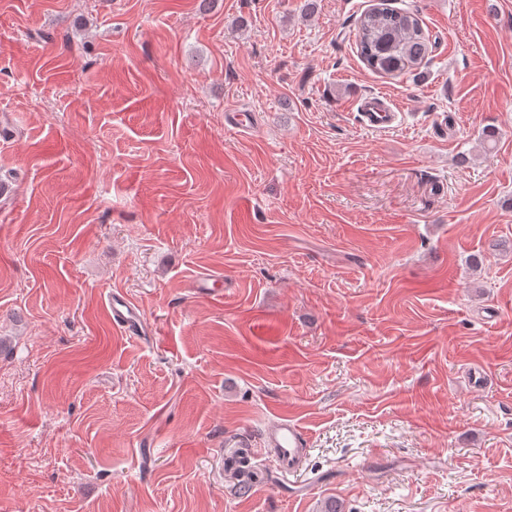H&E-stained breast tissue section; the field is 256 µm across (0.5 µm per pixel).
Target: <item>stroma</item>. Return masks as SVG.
Segmentation results:
<instances>
[{
	"instance_id": "35a3bbf8",
	"label": "stroma",
	"mask_w": 512,
	"mask_h": 512,
	"mask_svg": "<svg viewBox=\"0 0 512 512\" xmlns=\"http://www.w3.org/2000/svg\"><path fill=\"white\" fill-rule=\"evenodd\" d=\"M376 2L0 0V512H512V0H392L400 75ZM357 47L372 71L400 75L426 59L430 40L416 14L378 5L359 18ZM359 125L367 130L386 131L392 128L397 113L393 112L383 94L361 96L357 100ZM109 315L112 324L126 335L138 336L144 331L143 321L136 315L131 305L122 295L111 294L108 299ZM262 443L267 448H279L286 462L279 471L278 480L286 487L288 484L294 485L296 483L294 479L302 473L300 469L302 465L299 466V464L308 449L306 435L297 424L288 419H281L268 425Z\"/></svg>"
}]
</instances>
